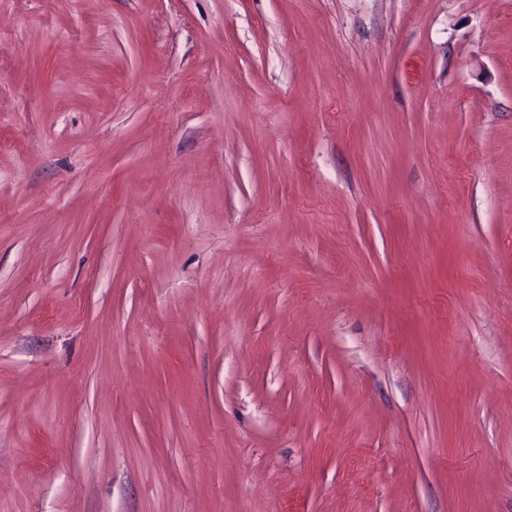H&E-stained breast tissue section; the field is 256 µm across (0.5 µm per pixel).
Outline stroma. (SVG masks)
I'll return each mask as SVG.
<instances>
[{
  "mask_svg": "<svg viewBox=\"0 0 512 512\" xmlns=\"http://www.w3.org/2000/svg\"><path fill=\"white\" fill-rule=\"evenodd\" d=\"M0 512H512V0H0Z\"/></svg>",
  "mask_w": 512,
  "mask_h": 512,
  "instance_id": "1",
  "label": "stroma"
}]
</instances>
